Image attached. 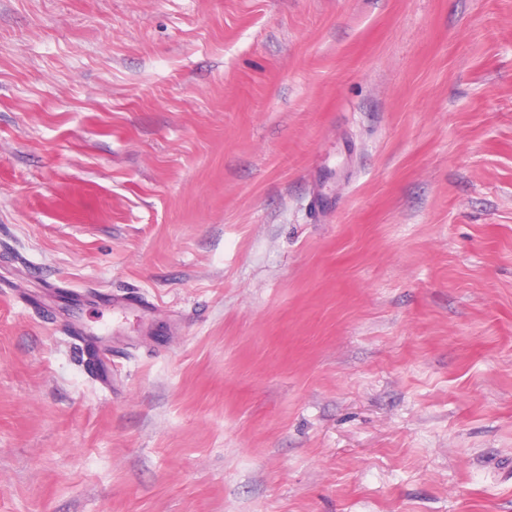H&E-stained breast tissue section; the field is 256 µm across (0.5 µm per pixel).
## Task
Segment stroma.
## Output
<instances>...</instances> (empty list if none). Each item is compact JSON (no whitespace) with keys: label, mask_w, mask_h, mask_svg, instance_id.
Returning <instances> with one entry per match:
<instances>
[{"label":"stroma","mask_w":512,"mask_h":512,"mask_svg":"<svg viewBox=\"0 0 512 512\" xmlns=\"http://www.w3.org/2000/svg\"><path fill=\"white\" fill-rule=\"evenodd\" d=\"M0 512H512V0H0Z\"/></svg>","instance_id":"35a3bbf8"}]
</instances>
